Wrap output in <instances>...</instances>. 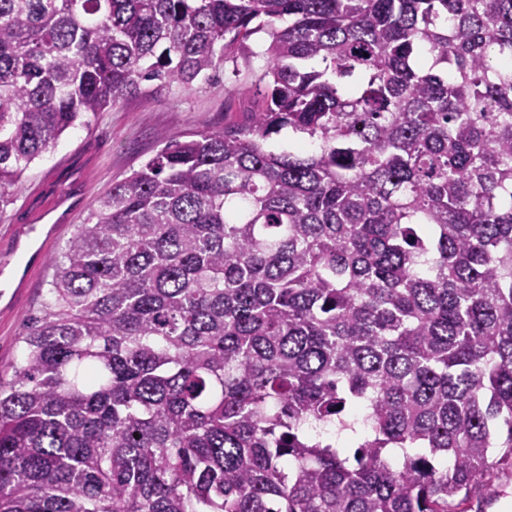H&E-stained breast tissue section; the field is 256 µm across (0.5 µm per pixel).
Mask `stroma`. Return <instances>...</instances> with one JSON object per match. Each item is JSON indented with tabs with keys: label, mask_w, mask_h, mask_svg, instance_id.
Masks as SVG:
<instances>
[{
	"label": "stroma",
	"mask_w": 512,
	"mask_h": 512,
	"mask_svg": "<svg viewBox=\"0 0 512 512\" xmlns=\"http://www.w3.org/2000/svg\"><path fill=\"white\" fill-rule=\"evenodd\" d=\"M258 66L248 48H239L211 83L190 92L166 87L97 113L88 125L68 130L15 185L17 202L0 216V261L10 260L28 213L39 210L48 197L62 191L75 194L79 210L74 221L84 223L96 198L167 143L186 140L199 129L223 128L257 110L265 93L254 75ZM71 233V227L61 229L45 242L40 256L22 254L32 273L23 287L14 289L12 305L0 307V367L20 359L22 323L42 304L54 272L51 260L60 255Z\"/></svg>",
	"instance_id": "35a3bbf8"
}]
</instances>
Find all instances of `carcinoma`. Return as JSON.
<instances>
[{"mask_svg": "<svg viewBox=\"0 0 512 512\" xmlns=\"http://www.w3.org/2000/svg\"><path fill=\"white\" fill-rule=\"evenodd\" d=\"M258 34L262 106L55 260L0 512H469L512 472V0H0V214L67 130Z\"/></svg>", "mask_w": 512, "mask_h": 512, "instance_id": "obj_1", "label": "carcinoma"}]
</instances>
